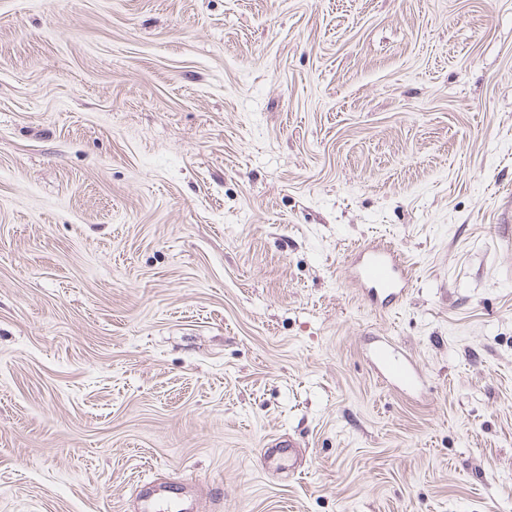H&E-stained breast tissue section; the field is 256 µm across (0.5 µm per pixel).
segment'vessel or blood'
<instances>
[{
    "label": "vessel or blood",
    "mask_w": 512,
    "mask_h": 512,
    "mask_svg": "<svg viewBox=\"0 0 512 512\" xmlns=\"http://www.w3.org/2000/svg\"><path fill=\"white\" fill-rule=\"evenodd\" d=\"M351 278L371 303L383 307L398 301L411 281L405 262L388 247L377 244L361 248ZM371 363L381 377L397 388L414 389L421 382V374L413 358L389 342H379L373 348ZM263 460L295 467L298 462L297 445L289 438L270 439Z\"/></svg>",
    "instance_id": "vessel-or-blood-1"
}]
</instances>
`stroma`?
Segmentation results:
<instances>
[{
    "mask_svg": "<svg viewBox=\"0 0 512 512\" xmlns=\"http://www.w3.org/2000/svg\"><path fill=\"white\" fill-rule=\"evenodd\" d=\"M373 241L412 269L386 309ZM159 475L512 512V0H0V512ZM351 278L369 301L381 308L398 301L411 281L405 261L388 247L377 244H368L360 249L359 261L351 272ZM371 363L381 377L397 388L415 389L421 382L413 358L388 341H379L373 348ZM298 445L292 440L284 437L270 439L266 444L263 453L264 463L275 461L280 466L288 465V469L295 468L298 462Z\"/></svg>",
    "mask_w": 512,
    "mask_h": 512,
    "instance_id": "obj_1",
    "label": "stroma"
}]
</instances>
